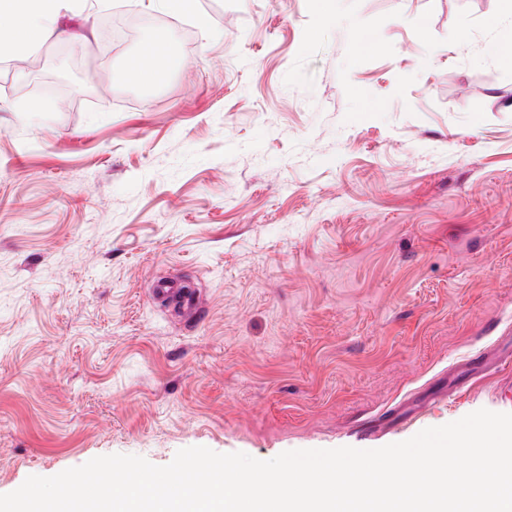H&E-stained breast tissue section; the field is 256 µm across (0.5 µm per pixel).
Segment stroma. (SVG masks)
<instances>
[{
  "label": "stroma",
  "instance_id": "obj_1",
  "mask_svg": "<svg viewBox=\"0 0 512 512\" xmlns=\"http://www.w3.org/2000/svg\"><path fill=\"white\" fill-rule=\"evenodd\" d=\"M155 19L119 49L101 18ZM208 28H200L198 15ZM149 0L0 53V494L103 455L380 448L512 358V0ZM185 62L148 97L146 43ZM78 60L92 90L32 94ZM193 285L201 313L159 303ZM419 408L360 441L359 421ZM173 54L170 47L164 43H148L139 57L129 65L127 76L143 87H154L159 79L154 64L157 60Z\"/></svg>",
  "mask_w": 512,
  "mask_h": 512
}]
</instances>
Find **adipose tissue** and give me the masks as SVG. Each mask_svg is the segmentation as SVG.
Instances as JSON below:
<instances>
[{
    "label": "adipose tissue",
    "instance_id": "obj_1",
    "mask_svg": "<svg viewBox=\"0 0 512 512\" xmlns=\"http://www.w3.org/2000/svg\"><path fill=\"white\" fill-rule=\"evenodd\" d=\"M88 0H0V49L19 56L31 47L62 36L63 18L80 12Z\"/></svg>",
    "mask_w": 512,
    "mask_h": 512
}]
</instances>
